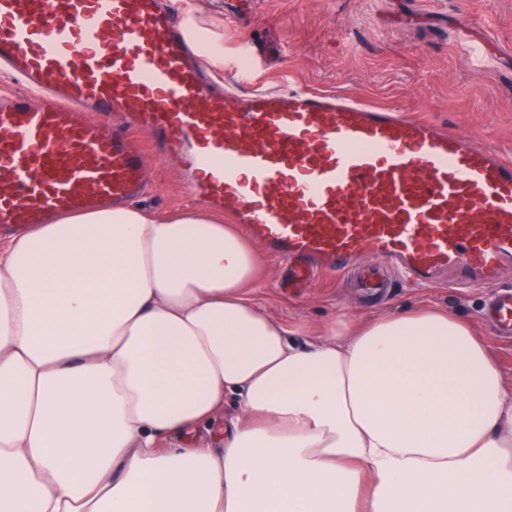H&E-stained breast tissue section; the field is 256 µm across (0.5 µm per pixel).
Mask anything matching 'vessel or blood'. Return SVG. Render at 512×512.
I'll return each mask as SVG.
<instances>
[{
  "mask_svg": "<svg viewBox=\"0 0 512 512\" xmlns=\"http://www.w3.org/2000/svg\"><path fill=\"white\" fill-rule=\"evenodd\" d=\"M161 0H0V228L128 203L148 147L293 281L361 259L417 285L494 286L512 339V156L404 108L308 88L217 87ZM114 113L128 114L113 125Z\"/></svg>",
  "mask_w": 512,
  "mask_h": 512,
  "instance_id": "obj_1",
  "label": "vessel or blood"
}]
</instances>
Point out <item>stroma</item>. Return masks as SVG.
I'll return each instance as SVG.
<instances>
[{
    "label": "stroma",
    "mask_w": 512,
    "mask_h": 512,
    "mask_svg": "<svg viewBox=\"0 0 512 512\" xmlns=\"http://www.w3.org/2000/svg\"><path fill=\"white\" fill-rule=\"evenodd\" d=\"M199 37L200 64L223 83L244 68L281 87L341 91L400 105L512 156V0H256L232 19L224 0H171ZM153 187L138 199L163 216L199 209L177 156L151 158ZM262 258L252 294L303 342L341 323L435 308L467 320L512 384V341L483 317L482 288H391L378 295L329 276L298 292Z\"/></svg>",
    "instance_id": "obj_1"
}]
</instances>
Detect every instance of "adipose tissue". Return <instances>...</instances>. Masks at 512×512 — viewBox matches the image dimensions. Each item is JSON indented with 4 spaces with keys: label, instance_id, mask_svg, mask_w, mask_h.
<instances>
[{
    "label": "adipose tissue",
    "instance_id": "1",
    "mask_svg": "<svg viewBox=\"0 0 512 512\" xmlns=\"http://www.w3.org/2000/svg\"><path fill=\"white\" fill-rule=\"evenodd\" d=\"M259 265L235 225L129 205L1 241L0 512H512V385L468 322L301 347Z\"/></svg>",
    "mask_w": 512,
    "mask_h": 512
}]
</instances>
